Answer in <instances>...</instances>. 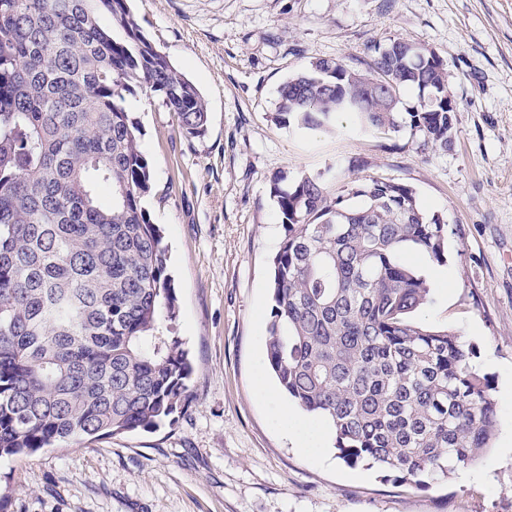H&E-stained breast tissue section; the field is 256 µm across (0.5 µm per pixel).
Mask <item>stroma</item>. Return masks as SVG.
<instances>
[{"label":"stroma","instance_id":"1","mask_svg":"<svg viewBox=\"0 0 512 512\" xmlns=\"http://www.w3.org/2000/svg\"><path fill=\"white\" fill-rule=\"evenodd\" d=\"M147 36L197 86L204 136L185 135L158 96L127 104L189 351L190 404L151 431L0 457V512H512V0H131ZM399 38L435 50L455 104L447 150L411 130H296L275 119L281 84L318 59L365 69ZM358 169H351V162ZM334 172L411 186L448 226V260L413 250L429 303L416 321L456 331L493 383L498 425L476 463L426 489L337 458L330 432L296 447L267 369L272 259L284 239L274 176ZM274 391L263 398L258 382Z\"/></svg>","mask_w":512,"mask_h":512}]
</instances>
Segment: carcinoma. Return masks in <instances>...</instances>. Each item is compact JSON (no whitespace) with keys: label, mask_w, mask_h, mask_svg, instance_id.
I'll return each mask as SVG.
<instances>
[{"label":"carcinoma","mask_w":512,"mask_h":512,"mask_svg":"<svg viewBox=\"0 0 512 512\" xmlns=\"http://www.w3.org/2000/svg\"><path fill=\"white\" fill-rule=\"evenodd\" d=\"M401 43L374 47L364 73L312 62L281 85L275 119L330 130L349 114L364 131L408 126L448 148L446 65ZM137 87L186 135L205 133L200 92L128 0H0V456L153 430L188 404L178 298L126 107ZM408 88L419 100L402 117ZM284 180L271 184L285 235L266 343L282 391L327 418L350 467L426 489L476 462L497 427L492 381L456 333L412 319L430 288L400 259L412 247L446 262L448 225L406 184L373 178L332 196L326 173Z\"/></svg>","instance_id":"cac0c4a2"}]
</instances>
